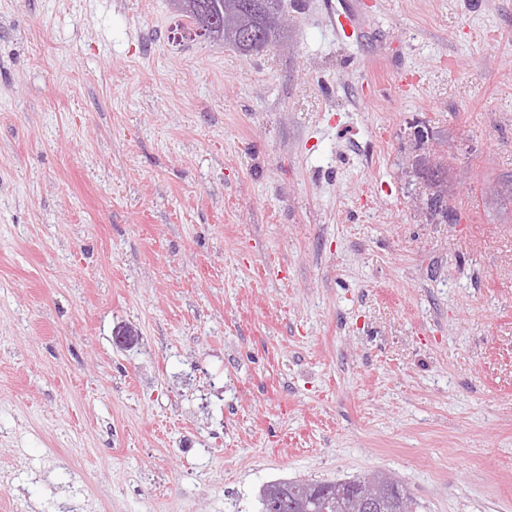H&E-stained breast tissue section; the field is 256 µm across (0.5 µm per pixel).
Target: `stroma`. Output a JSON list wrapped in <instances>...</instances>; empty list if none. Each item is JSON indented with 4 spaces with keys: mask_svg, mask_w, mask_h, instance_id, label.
I'll list each match as a JSON object with an SVG mask.
<instances>
[{
    "mask_svg": "<svg viewBox=\"0 0 512 512\" xmlns=\"http://www.w3.org/2000/svg\"><path fill=\"white\" fill-rule=\"evenodd\" d=\"M330 2L245 57L170 0H0V512L375 471L512 512V0H367L355 41ZM440 178L430 179L429 181L421 180L423 184V200L425 209L429 215V221L432 224H448V211L453 214L454 220L456 221V210L451 207L448 203V157L445 158V162L439 167ZM445 184L447 190L441 189V186ZM451 221V222H453Z\"/></svg>",
    "mask_w": 512,
    "mask_h": 512,
    "instance_id": "obj_1",
    "label": "stroma"
}]
</instances>
